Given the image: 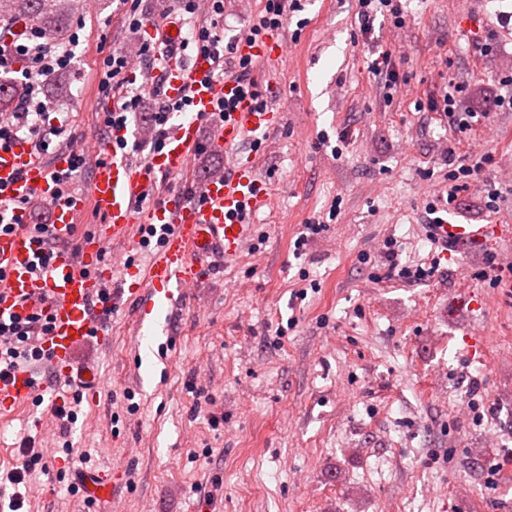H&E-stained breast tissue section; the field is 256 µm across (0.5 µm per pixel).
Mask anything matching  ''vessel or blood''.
<instances>
[{
  "mask_svg": "<svg viewBox=\"0 0 512 512\" xmlns=\"http://www.w3.org/2000/svg\"><path fill=\"white\" fill-rule=\"evenodd\" d=\"M282 45L272 38L242 41L237 54L257 62L280 57ZM211 56L197 54L185 62L174 55L162 58L159 74L168 97H189L185 111L169 115V132L163 148L144 165L133 163L115 142L122 130L94 141L83 152L90 172L88 190L67 199L55 200L54 178L66 172L73 161L72 150L58 151L45 160L31 144L18 141L0 148V212L12 215L17 231L0 234V318H27L43 310L51 318V329L38 340L50 360L58 382H73L97 390L103 381L94 367L76 365L75 348L87 338L102 333L107 308L116 306L118 296L111 290L112 263L105 256L113 244L124 253L138 251L144 232L163 228L159 244L151 254L146 271L128 266L130 292L141 310H152L158 301L175 303L177 295L197 286L210 259L230 263L237 260L253 232L246 224L249 211L272 206L271 193L255 175L253 163L235 158L221 175L201 182L197 191L167 192L162 203L147 207L144 195L152 193L159 178L187 174L198 142L202 121L210 119L220 102L230 99L234 111L225 113L212 128L214 145L232 148L245 137L265 136L284 119L276 109L258 110L251 96L241 94L236 77L213 78ZM53 200V222L60 237H68L85 207H92L104 222L82 243L79 251L56 250L41 275L32 266L43 245L22 231L28 213L23 201L32 196ZM495 224H433L431 239L444 253L470 244H485L501 235ZM33 376L15 371L0 378V409L15 405L32 395ZM93 499L107 497L120 489L119 479L101 472L84 481Z\"/></svg>",
  "mask_w": 512,
  "mask_h": 512,
  "instance_id": "vessel-or-blood-1",
  "label": "vessel or blood"
}]
</instances>
